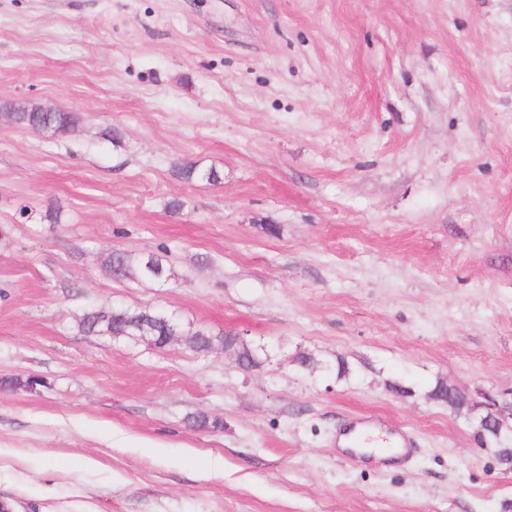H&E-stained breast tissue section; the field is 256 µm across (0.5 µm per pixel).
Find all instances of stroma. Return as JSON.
Returning a JSON list of instances; mask_svg holds the SVG:
<instances>
[{
    "label": "stroma",
    "mask_w": 512,
    "mask_h": 512,
    "mask_svg": "<svg viewBox=\"0 0 512 512\" xmlns=\"http://www.w3.org/2000/svg\"><path fill=\"white\" fill-rule=\"evenodd\" d=\"M20 101L82 123L0 121V497L512 499V472L429 395L512 409V0H0V105ZM115 250L160 256L164 280L113 279ZM137 308L241 335L257 365L79 327ZM353 417L405 428L412 459L337 448Z\"/></svg>",
    "instance_id": "35a3bbf8"
}]
</instances>
